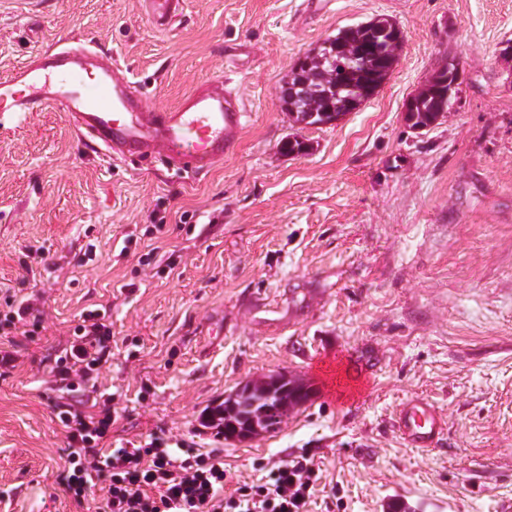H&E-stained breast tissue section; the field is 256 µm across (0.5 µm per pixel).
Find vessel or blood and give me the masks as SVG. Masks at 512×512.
Instances as JSON below:
<instances>
[{"mask_svg": "<svg viewBox=\"0 0 512 512\" xmlns=\"http://www.w3.org/2000/svg\"><path fill=\"white\" fill-rule=\"evenodd\" d=\"M184 0H145L150 23L167 29ZM64 112L84 146L113 159L159 160L178 171L204 173L235 153L245 106L223 78L200 82L181 102L155 112L136 82L110 55L85 44L49 45L30 62L0 78V112ZM392 424L405 443L437 447L446 420L427 399H407Z\"/></svg>", "mask_w": 512, "mask_h": 512, "instance_id": "obj_1", "label": "vessel or blood"}]
</instances>
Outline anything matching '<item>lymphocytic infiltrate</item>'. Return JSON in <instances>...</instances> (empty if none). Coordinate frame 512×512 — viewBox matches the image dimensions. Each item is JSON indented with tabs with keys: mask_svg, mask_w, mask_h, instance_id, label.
I'll return each mask as SVG.
<instances>
[{
	"mask_svg": "<svg viewBox=\"0 0 512 512\" xmlns=\"http://www.w3.org/2000/svg\"><path fill=\"white\" fill-rule=\"evenodd\" d=\"M111 330L99 314H86L70 349L54 367L63 391L83 389L111 354ZM67 444L59 475L73 503L95 512H308L319 479L313 461L301 455L274 467L261 483L228 488L224 462L214 454L177 452L157 441L139 448H107L112 401L94 411L55 407Z\"/></svg>",
	"mask_w": 512,
	"mask_h": 512,
	"instance_id": "f902f5d3",
	"label": "lymphocytic infiltrate"
}]
</instances>
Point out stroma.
<instances>
[{
	"mask_svg": "<svg viewBox=\"0 0 512 512\" xmlns=\"http://www.w3.org/2000/svg\"><path fill=\"white\" fill-rule=\"evenodd\" d=\"M377 15L403 39L380 89L338 122L293 123L277 94L293 65ZM77 38L128 68L150 109L221 76L248 117L236 154L186 174L86 150L58 110L0 112V316L32 295L43 312L8 335L0 512H76L52 369L92 311L112 355L82 395L111 397L113 447L159 436L222 456L234 482L305 455L311 512L512 504V0H186L166 30L142 0H0V77ZM451 59L458 104L410 129L408 100ZM290 136L308 151L282 153ZM276 371L312 391L276 433L202 426ZM415 396L448 421L426 453L391 427Z\"/></svg>",
	"mask_w": 512,
	"mask_h": 512,
	"instance_id": "stroma-1",
	"label": "stroma"
}]
</instances>
